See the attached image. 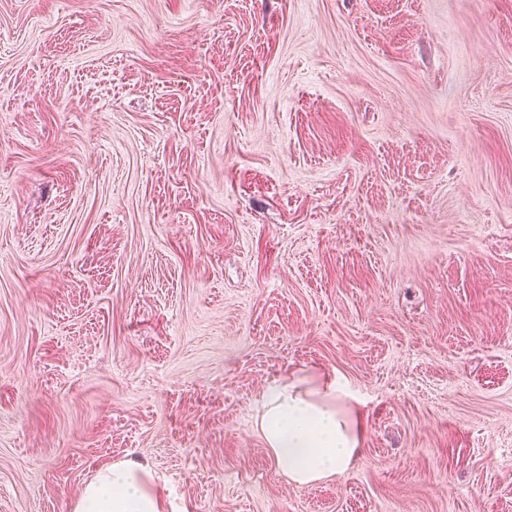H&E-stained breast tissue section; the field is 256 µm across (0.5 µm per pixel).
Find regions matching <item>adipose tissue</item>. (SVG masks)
I'll return each instance as SVG.
<instances>
[{
  "label": "adipose tissue",
  "mask_w": 512,
  "mask_h": 512,
  "mask_svg": "<svg viewBox=\"0 0 512 512\" xmlns=\"http://www.w3.org/2000/svg\"><path fill=\"white\" fill-rule=\"evenodd\" d=\"M348 389L324 379L304 385L279 380L259 399V430L278 471L308 485L344 472L359 458L364 428L348 409ZM73 512H162L150 471L131 461L113 463L81 491Z\"/></svg>",
  "instance_id": "1"
}]
</instances>
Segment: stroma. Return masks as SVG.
I'll return each mask as SVG.
<instances>
[{
    "label": "stroma",
    "mask_w": 512,
    "mask_h": 512,
    "mask_svg": "<svg viewBox=\"0 0 512 512\" xmlns=\"http://www.w3.org/2000/svg\"><path fill=\"white\" fill-rule=\"evenodd\" d=\"M334 376L346 472L256 400ZM512 512V0H0V512ZM274 381L261 394L259 430L278 471L308 485L344 472L359 458L364 428L345 406L351 397L336 379L305 386ZM73 512H162L150 471L131 461L112 463L81 491Z\"/></svg>",
    "instance_id": "1"
}]
</instances>
